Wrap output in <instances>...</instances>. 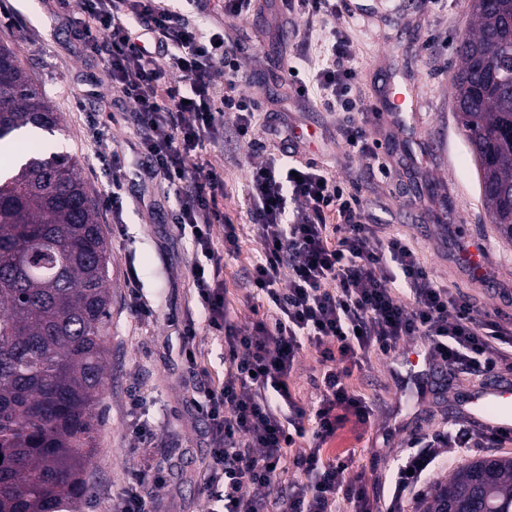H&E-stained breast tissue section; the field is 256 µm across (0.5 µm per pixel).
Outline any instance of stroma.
Returning a JSON list of instances; mask_svg holds the SVG:
<instances>
[{"label":"stroma","instance_id":"1","mask_svg":"<svg viewBox=\"0 0 512 512\" xmlns=\"http://www.w3.org/2000/svg\"><path fill=\"white\" fill-rule=\"evenodd\" d=\"M14 11L17 24L0 26V42L11 44L36 84L60 115L61 152L77 158L93 199L110 187L87 140V117L109 114L112 149L132 164L124 183L122 207L99 212L98 222L111 254L109 288L112 320L108 362L112 385L95 411L96 452L88 465L93 486L80 512H110L125 471L136 463L138 424H149L157 438L154 455L168 467L166 483L156 489L160 512H207L209 495L200 481L209 450L206 425L187 402L208 371L224 374V345L207 333L195 340L197 366L183 352V328L192 304L190 267L195 259L187 240L171 222L174 196L149 173L140 149L136 117L130 105L113 96L106 84H94L101 72L95 57L81 53L71 28L56 14L55 0H0ZM201 21L215 24L239 40V63L254 80L253 93L280 113L304 142L306 157L331 176L349 182L371 206L385 232H400L417 249L421 262L449 287L469 295L476 305L503 324L512 323V243L491 224L481 200L469 148L452 112L451 80L458 43L469 27L468 0H343L337 26L347 30L354 51L356 90L361 109L375 104L387 84L413 85L418 110L401 125L368 122L367 135L379 143L378 168L349 157L340 136L341 114L326 111L317 95L297 97L287 86L285 65L306 68L296 52L295 29L306 18L286 13L284 0H257L253 15L225 16L222 0H207ZM224 176L223 209L235 224L249 221L246 183L248 148L232 125L224 127V145L208 151ZM486 247L491 276L473 278L461 259L467 244ZM255 253L244 242L238 257L224 268L226 297L234 322L249 328L254 314L241 288L243 269ZM155 309L150 321L130 311L133 294ZM353 386L375 404L368 425L348 423L331 442L332 453L349 452L351 472H364L368 489L387 498L390 475L413 435L442 428L457 403L479 387L478 379L460 374L441 385L433 377L408 371L401 355L372 358L354 371ZM139 408H132L133 398Z\"/></svg>","mask_w":512,"mask_h":512}]
</instances>
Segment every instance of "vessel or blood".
Returning <instances> with one entry per match:
<instances>
[{
	"label": "vessel or blood",
	"instance_id": "1",
	"mask_svg": "<svg viewBox=\"0 0 512 512\" xmlns=\"http://www.w3.org/2000/svg\"><path fill=\"white\" fill-rule=\"evenodd\" d=\"M459 413L477 428L512 436V381H494L471 393L460 404Z\"/></svg>",
	"mask_w": 512,
	"mask_h": 512
}]
</instances>
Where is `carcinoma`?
Here are the masks:
<instances>
[{
  "label": "carcinoma",
  "mask_w": 512,
  "mask_h": 512,
  "mask_svg": "<svg viewBox=\"0 0 512 512\" xmlns=\"http://www.w3.org/2000/svg\"><path fill=\"white\" fill-rule=\"evenodd\" d=\"M453 77L480 197L512 243V0H471ZM57 110L0 43V142L55 136ZM80 164L39 150L0 176V512H75L91 495L93 410L109 387L110 253ZM419 512H512V455L452 469Z\"/></svg>",
  "instance_id": "cac0c4a2"
}]
</instances>
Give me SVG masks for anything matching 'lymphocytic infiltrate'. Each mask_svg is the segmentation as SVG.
<instances>
[{
	"instance_id": "obj_1",
	"label": "lymphocytic infiltrate",
	"mask_w": 512,
	"mask_h": 512,
	"mask_svg": "<svg viewBox=\"0 0 512 512\" xmlns=\"http://www.w3.org/2000/svg\"><path fill=\"white\" fill-rule=\"evenodd\" d=\"M185 2L182 13L170 0H80L74 11L69 0L59 5L83 52L101 57L113 91L132 104L151 171L174 190L171 221L202 256L192 267L197 308L208 331L224 341L223 382L201 381L190 399L207 425L210 499L218 512H336L343 500L354 512H405L448 462L506 440L457 417L445 429L413 437L393 473L391 499L379 508L363 477L346 478L349 457L326 456V444L348 419L365 424L373 414L349 384L353 371L417 337L449 375L499 377L512 372V327L438 280L404 236L382 233L345 182L300 160L296 136L257 97L242 94L249 79L236 45L190 22L202 0ZM288 5L307 17L302 51L319 49L295 93L314 90L327 110L352 111L351 41L325 29L336 0ZM229 113L241 142L257 146L254 131L261 126L281 143L250 168L245 226L225 222L224 179L201 160L223 142ZM88 127L96 159L112 174L103 205L117 208L125 161L111 148L108 121L93 114ZM218 225L220 246L213 237ZM245 238L257 246L245 271L246 299L264 306L246 330L224 297V260L239 253ZM307 347L321 366L313 379L320 397L309 408L287 387ZM289 463L299 477L286 482ZM166 480L164 467L142 459L128 469L112 512H158L152 490Z\"/></svg>"
}]
</instances>
